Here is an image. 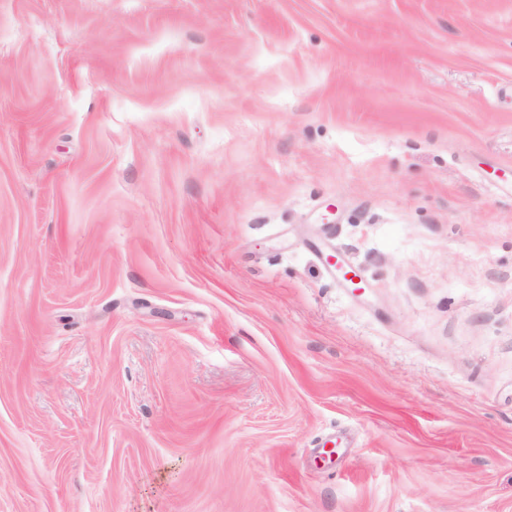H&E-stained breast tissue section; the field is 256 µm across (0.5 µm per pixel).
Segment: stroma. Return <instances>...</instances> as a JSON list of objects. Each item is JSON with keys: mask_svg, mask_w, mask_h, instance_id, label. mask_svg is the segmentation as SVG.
<instances>
[{"mask_svg": "<svg viewBox=\"0 0 512 512\" xmlns=\"http://www.w3.org/2000/svg\"><path fill=\"white\" fill-rule=\"evenodd\" d=\"M0 512H512V0H0Z\"/></svg>", "mask_w": 512, "mask_h": 512, "instance_id": "1", "label": "stroma"}]
</instances>
